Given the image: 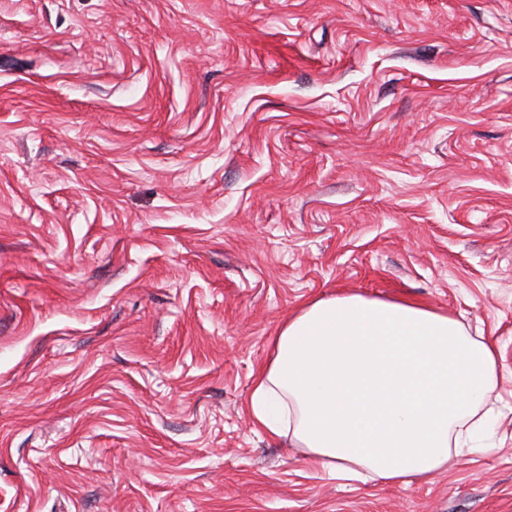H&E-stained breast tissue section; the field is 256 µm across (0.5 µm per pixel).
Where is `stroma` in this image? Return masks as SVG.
<instances>
[{"label": "stroma", "instance_id": "35a3bbf8", "mask_svg": "<svg viewBox=\"0 0 512 512\" xmlns=\"http://www.w3.org/2000/svg\"><path fill=\"white\" fill-rule=\"evenodd\" d=\"M352 293L494 343L492 451L362 484L257 429ZM0 512H512V0H0Z\"/></svg>", "mask_w": 512, "mask_h": 512}]
</instances>
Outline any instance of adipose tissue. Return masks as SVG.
<instances>
[{
  "label": "adipose tissue",
  "instance_id": "adipose-tissue-1",
  "mask_svg": "<svg viewBox=\"0 0 512 512\" xmlns=\"http://www.w3.org/2000/svg\"><path fill=\"white\" fill-rule=\"evenodd\" d=\"M497 351L429 305L318 298L283 322L250 396L254 423L344 480L424 481L481 452Z\"/></svg>",
  "mask_w": 512,
  "mask_h": 512
}]
</instances>
